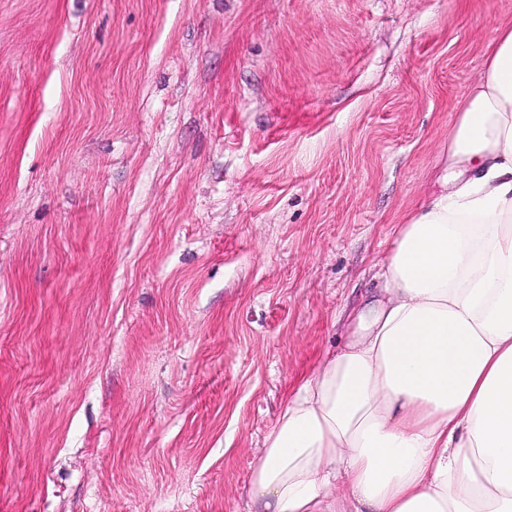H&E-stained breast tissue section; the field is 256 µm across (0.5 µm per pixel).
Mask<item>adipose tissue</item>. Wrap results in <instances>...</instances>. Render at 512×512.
<instances>
[{"label":"adipose tissue","instance_id":"obj_1","mask_svg":"<svg viewBox=\"0 0 512 512\" xmlns=\"http://www.w3.org/2000/svg\"><path fill=\"white\" fill-rule=\"evenodd\" d=\"M440 182L267 433L261 512H512V27L459 105Z\"/></svg>","mask_w":512,"mask_h":512}]
</instances>
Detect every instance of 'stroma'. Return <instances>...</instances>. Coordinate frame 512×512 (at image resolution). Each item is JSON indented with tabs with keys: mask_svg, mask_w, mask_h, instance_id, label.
I'll return each mask as SVG.
<instances>
[{
	"mask_svg": "<svg viewBox=\"0 0 512 512\" xmlns=\"http://www.w3.org/2000/svg\"><path fill=\"white\" fill-rule=\"evenodd\" d=\"M512 0H0V512H256Z\"/></svg>",
	"mask_w": 512,
	"mask_h": 512,
	"instance_id": "1",
	"label": "stroma"
}]
</instances>
